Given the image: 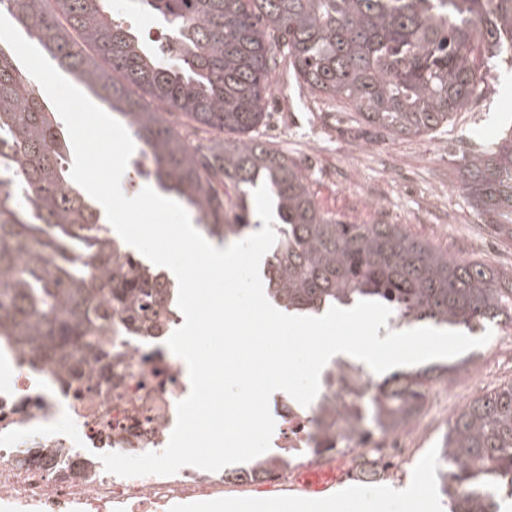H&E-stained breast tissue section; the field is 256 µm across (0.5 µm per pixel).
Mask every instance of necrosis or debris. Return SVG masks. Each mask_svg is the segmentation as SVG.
Listing matches in <instances>:
<instances>
[{"label":"necrosis or debris","instance_id":"obj_1","mask_svg":"<svg viewBox=\"0 0 512 512\" xmlns=\"http://www.w3.org/2000/svg\"><path fill=\"white\" fill-rule=\"evenodd\" d=\"M171 323L145 337L112 321V352L120 358L118 388L76 391L59 381L52 363L30 368L6 351L12 369L0 384V512H187L217 507L225 496L297 490L299 460L335 462L318 436L316 405L279 406L269 449L216 472L186 466L177 473L122 477L105 471L104 453L162 452L176 424V406L191 390L166 341ZM477 373L428 386L423 403L439 414L479 386ZM424 432L412 423L366 451L356 435L345 441L346 480L377 481L398 473Z\"/></svg>","mask_w":512,"mask_h":512}]
</instances>
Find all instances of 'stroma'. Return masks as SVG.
<instances>
[{
    "mask_svg": "<svg viewBox=\"0 0 512 512\" xmlns=\"http://www.w3.org/2000/svg\"><path fill=\"white\" fill-rule=\"evenodd\" d=\"M111 14L149 48L168 40L167 31L147 26L138 0H107ZM267 118L258 140L288 154L308 177L319 205L349 224H399L407 232L447 250L512 273V228L490 224L472 209L459 188L458 160L477 147H490L512 126V72H491L489 88L473 111L431 136L398 138L356 124V115L300 98L286 69L272 76ZM446 422L421 443L403 474L376 484L344 485L335 493V512H411L388 490L423 473L422 495L435 496L437 512H450L438 493L437 449Z\"/></svg>",
    "mask_w": 512,
    "mask_h": 512,
    "instance_id": "35a3bbf8",
    "label": "stroma"
}]
</instances>
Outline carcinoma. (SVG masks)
<instances>
[{
  "instance_id": "cac0c4a2",
  "label": "carcinoma",
  "mask_w": 512,
  "mask_h": 512,
  "mask_svg": "<svg viewBox=\"0 0 512 512\" xmlns=\"http://www.w3.org/2000/svg\"><path fill=\"white\" fill-rule=\"evenodd\" d=\"M49 1L52 10L45 9ZM169 33L149 50L108 14L106 0H0L56 67L126 125L175 196L219 244L255 228L249 198L267 186L276 241L268 294L289 312L319 315L374 300L394 327L512 326V274L452 257L398 224H346L322 210L288 154L259 141L271 75L288 62L300 90L343 104L393 136L424 138L469 112L488 75L512 70V0H139ZM90 48L94 55L85 53ZM208 135L196 144L190 135ZM69 146L54 113L0 45V339L61 376L112 382V319L147 334L175 308L174 284L101 223L67 173ZM476 210L512 223V129L460 157ZM107 363L95 374L72 343ZM455 365L394 371L368 390L359 369L327 371L349 393L334 424L383 434L412 422L430 382ZM453 512H500L512 498V382L470 401L438 448ZM467 492L460 494L457 487Z\"/></svg>"
}]
</instances>
